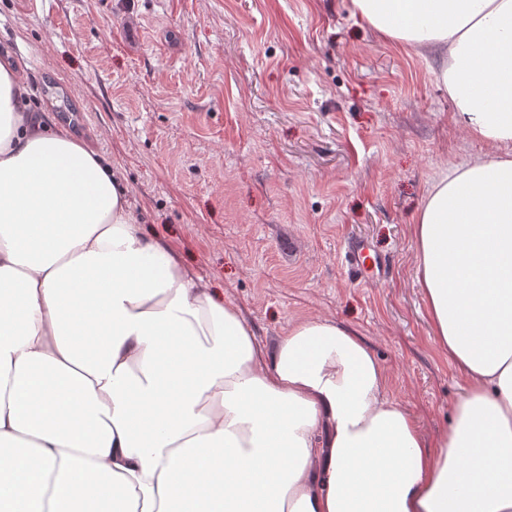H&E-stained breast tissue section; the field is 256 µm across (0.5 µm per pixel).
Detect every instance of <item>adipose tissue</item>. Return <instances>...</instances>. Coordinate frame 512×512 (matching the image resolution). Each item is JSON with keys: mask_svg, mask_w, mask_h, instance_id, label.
<instances>
[{"mask_svg": "<svg viewBox=\"0 0 512 512\" xmlns=\"http://www.w3.org/2000/svg\"><path fill=\"white\" fill-rule=\"evenodd\" d=\"M487 158L414 216L430 334L463 393L422 433L352 329L257 341L144 236L111 162L0 61V512H512V0H352Z\"/></svg>", "mask_w": 512, "mask_h": 512, "instance_id": "1", "label": "adipose tissue"}]
</instances>
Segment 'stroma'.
Returning a JSON list of instances; mask_svg holds the SVG:
<instances>
[{
    "label": "stroma",
    "instance_id": "1",
    "mask_svg": "<svg viewBox=\"0 0 512 512\" xmlns=\"http://www.w3.org/2000/svg\"><path fill=\"white\" fill-rule=\"evenodd\" d=\"M28 111L123 178L144 233L224 291L256 339L305 317L355 330L426 436L462 382L430 336L413 217L437 174L493 154L457 121L437 58L351 0H0ZM380 276H360L349 245Z\"/></svg>",
    "mask_w": 512,
    "mask_h": 512
}]
</instances>
